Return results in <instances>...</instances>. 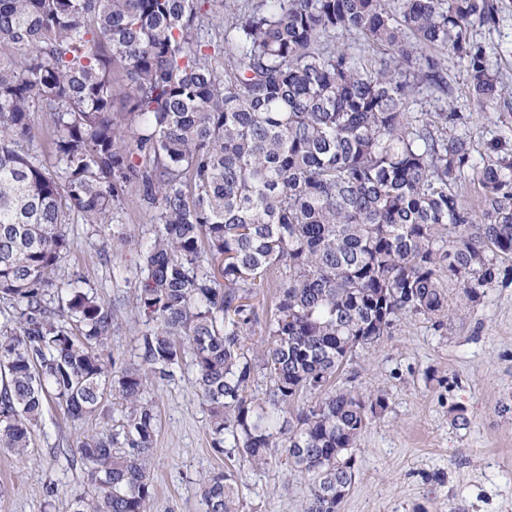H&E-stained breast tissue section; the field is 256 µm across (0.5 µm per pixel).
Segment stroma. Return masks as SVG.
<instances>
[{
    "mask_svg": "<svg viewBox=\"0 0 512 512\" xmlns=\"http://www.w3.org/2000/svg\"><path fill=\"white\" fill-rule=\"evenodd\" d=\"M499 22L476 29L494 49L493 68L512 84V0H497ZM454 103L471 113L474 143L512 138V107L479 111L463 72L453 82ZM154 212L130 190L118 224L69 225L73 246L61 263L60 291L80 282L110 306L116 332L105 346L116 368L132 358L155 322L137 308L143 278L134 242L154 235ZM479 300L452 283L453 310L442 324L406 316L378 347L358 351L337 382L381 393L388 407L368 425L356 448L355 480L340 512H512V260ZM175 369L152 397L159 430L152 450L154 512H206L200 483L212 471L233 470L242 512H300L301 473L285 462L262 469L215 451L209 411ZM103 421H71L48 403L25 458L0 450V512H69L86 494L87 475L73 459L80 437L105 431Z\"/></svg>",
    "mask_w": 512,
    "mask_h": 512,
    "instance_id": "35a3bbf8",
    "label": "stroma"
}]
</instances>
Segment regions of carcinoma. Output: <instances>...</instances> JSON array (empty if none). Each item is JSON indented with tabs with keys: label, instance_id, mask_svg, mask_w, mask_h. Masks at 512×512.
<instances>
[{
	"label": "carcinoma",
	"instance_id": "obj_1",
	"mask_svg": "<svg viewBox=\"0 0 512 512\" xmlns=\"http://www.w3.org/2000/svg\"><path fill=\"white\" fill-rule=\"evenodd\" d=\"M238 2L0 0V298L20 305L0 329V449L25 456L49 400L73 420L124 407L117 428L78 441L95 493L69 512H153L147 394L186 360L217 451L283 458L308 481L302 512H339L387 400L335 377L401 317L449 316L443 281L476 301L512 259V141L474 149L449 101L452 61L481 107L512 94L473 34L498 23L496 0ZM418 100L441 106L411 111ZM36 112L62 176L23 149ZM132 185L157 224L135 243L138 309L157 327L114 375L112 310L80 287L47 296L67 224L115 223ZM273 266L283 278L253 354L249 300ZM258 375L267 397L249 399ZM304 392L320 398L292 409ZM201 490L206 512H240L233 471Z\"/></svg>",
	"mask_w": 512,
	"mask_h": 512
}]
</instances>
